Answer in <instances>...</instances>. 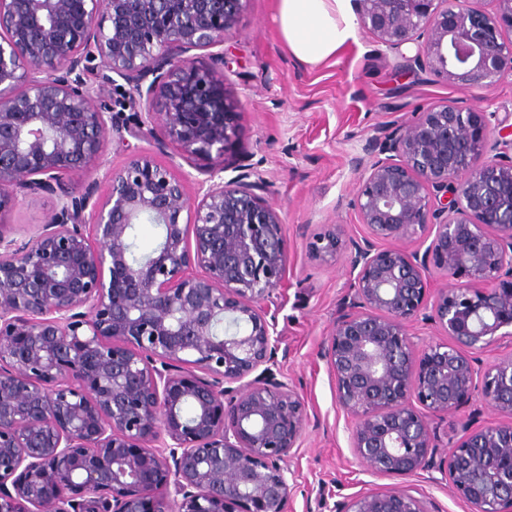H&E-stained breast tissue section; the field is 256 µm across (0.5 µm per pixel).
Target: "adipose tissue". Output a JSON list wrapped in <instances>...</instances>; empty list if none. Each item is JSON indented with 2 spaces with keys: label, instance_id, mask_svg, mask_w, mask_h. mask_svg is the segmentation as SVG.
I'll return each mask as SVG.
<instances>
[{
  "label": "adipose tissue",
  "instance_id": "1",
  "mask_svg": "<svg viewBox=\"0 0 512 512\" xmlns=\"http://www.w3.org/2000/svg\"><path fill=\"white\" fill-rule=\"evenodd\" d=\"M278 21L290 53L309 65L336 57L358 36L352 0H278Z\"/></svg>",
  "mask_w": 512,
  "mask_h": 512
}]
</instances>
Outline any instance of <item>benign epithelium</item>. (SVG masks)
<instances>
[{
    "mask_svg": "<svg viewBox=\"0 0 512 512\" xmlns=\"http://www.w3.org/2000/svg\"><path fill=\"white\" fill-rule=\"evenodd\" d=\"M247 0H0V512H288L283 462L307 413L272 372L263 305L288 244L259 174L227 181L235 135L224 80L189 52L224 45ZM354 0L405 71L469 91L512 73V0ZM413 45L408 56L403 48ZM122 79L134 127L94 104ZM169 143L209 177L189 191L147 152L80 192L69 175L110 131ZM359 174L366 228L331 226L316 257L349 251L352 293L323 357L374 475L437 470L471 512H512V353L477 383L474 354L512 337V138L487 113L437 103L379 128ZM56 207L28 238L20 198ZM187 221L181 222L182 215ZM162 229L134 256L135 225ZM421 238L423 252L380 241ZM449 285L433 288L430 271ZM446 341L417 349L409 324ZM481 393L509 421L440 449L434 419ZM340 512H428L408 490L357 493Z\"/></svg>",
    "mask_w": 512,
    "mask_h": 512,
    "instance_id": "1",
    "label": "benign epithelium"
}]
</instances>
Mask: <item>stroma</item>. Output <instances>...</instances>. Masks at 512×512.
Wrapping results in <instances>:
<instances>
[{
  "label": "stroma",
  "mask_w": 512,
  "mask_h": 512,
  "mask_svg": "<svg viewBox=\"0 0 512 512\" xmlns=\"http://www.w3.org/2000/svg\"><path fill=\"white\" fill-rule=\"evenodd\" d=\"M227 97L238 105V134L225 153L224 179L242 168L266 181L265 199L285 225L288 264L264 305L276 316L278 349L274 370L303 398L307 422L285 465L292 488L290 512H336L343 497L364 492L411 489L424 495L430 512H469V505L439 472L409 478L371 474L350 442L353 419L336 400L334 378L322 357L353 275L346 252L321 260L310 244L329 225L344 239L365 233L355 208L358 182L349 166L367 138L382 125H402L416 112L445 102L490 113L492 123L512 126V75L472 92L433 80L402 75L396 58L365 33L340 54L308 65L288 52L275 18V0H249L225 39ZM150 153L174 174L193 172L170 145L153 139L110 140L91 174L71 178L75 190L89 179L128 164L133 151ZM55 206L44 195L20 200L7 216L15 236L27 238L46 223ZM499 414L475 397L457 415L436 420L440 445H455L464 425L498 422Z\"/></svg>",
  "instance_id": "1"
}]
</instances>
